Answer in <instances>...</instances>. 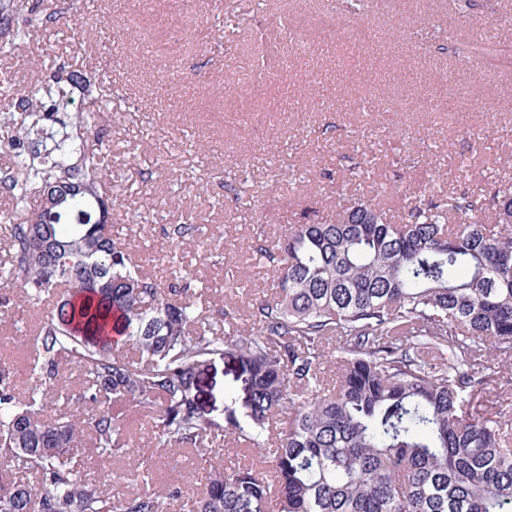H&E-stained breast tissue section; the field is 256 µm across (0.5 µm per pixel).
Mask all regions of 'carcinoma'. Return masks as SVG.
<instances>
[{
  "instance_id": "cac0c4a2",
  "label": "carcinoma",
  "mask_w": 512,
  "mask_h": 512,
  "mask_svg": "<svg viewBox=\"0 0 512 512\" xmlns=\"http://www.w3.org/2000/svg\"><path fill=\"white\" fill-rule=\"evenodd\" d=\"M57 17L43 0H0V52ZM104 83L56 56L33 89L0 90V124L17 128L0 196L21 216L5 239L0 313H39L27 395L0 362V512H512L503 423L467 400L485 345L512 354V182L442 195L431 184L399 223L364 198L333 224L256 238L249 249L274 275L243 328L238 310L202 303L190 274L159 280L99 223L119 196ZM75 96L79 110L45 128ZM47 194L57 200L31 208ZM194 231L171 224L165 236ZM109 320L137 364L103 334ZM213 355L245 374L225 426L196 402ZM132 413L165 452L211 453L231 436L261 461L214 469L197 497L176 480L109 495L112 477L83 480L78 458L132 451Z\"/></svg>"
}]
</instances>
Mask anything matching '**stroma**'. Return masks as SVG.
Masks as SVG:
<instances>
[{
	"instance_id": "1",
	"label": "stroma",
	"mask_w": 512,
	"mask_h": 512,
	"mask_svg": "<svg viewBox=\"0 0 512 512\" xmlns=\"http://www.w3.org/2000/svg\"><path fill=\"white\" fill-rule=\"evenodd\" d=\"M328 12L344 17L354 46L289 50L256 99L225 84L254 69L257 44L278 50L291 20ZM61 54L108 76V163L123 188L115 234L166 279L164 227L197 225L178 257L213 301L232 286L241 299L265 289L269 268L247 241L333 222L363 195L399 209L431 182L474 191L512 180V0H473L460 15L453 0H366L349 11L344 0H78L65 21L0 54V83L31 89L40 60ZM16 319L0 317V356L24 389L31 350ZM482 363L489 381L474 402L504 413L512 434V356L489 350ZM237 373L220 355L202 365L203 419L223 422ZM129 430L130 456L84 458L81 476L126 474V494L175 476L185 494L202 490L208 472L195 449L148 469L151 429L136 416Z\"/></svg>"
}]
</instances>
